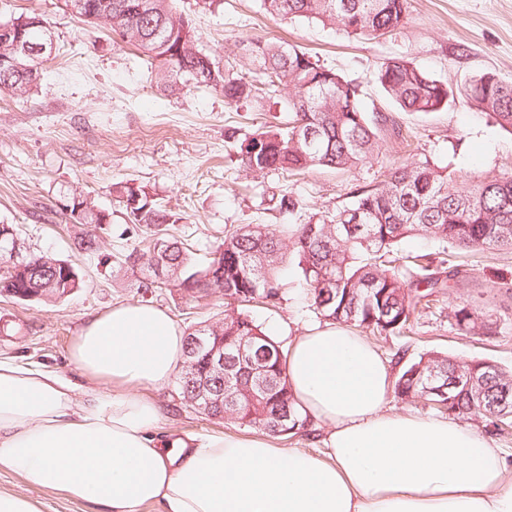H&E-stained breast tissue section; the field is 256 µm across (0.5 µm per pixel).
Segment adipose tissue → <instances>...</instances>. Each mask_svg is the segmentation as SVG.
<instances>
[{
  "label": "adipose tissue",
  "instance_id": "ef3b65f1",
  "mask_svg": "<svg viewBox=\"0 0 512 512\" xmlns=\"http://www.w3.org/2000/svg\"><path fill=\"white\" fill-rule=\"evenodd\" d=\"M185 342L163 310L122 304L72 342L82 383L0 361V468L100 512H512L500 450L458 419L390 408L391 361L333 321L294 336L285 362L323 454L268 434H159L142 392L171 381Z\"/></svg>",
  "mask_w": 512,
  "mask_h": 512
}]
</instances>
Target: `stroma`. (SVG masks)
Returning <instances> with one entry per match:
<instances>
[{
  "instance_id": "stroma-1",
  "label": "stroma",
  "mask_w": 512,
  "mask_h": 512,
  "mask_svg": "<svg viewBox=\"0 0 512 512\" xmlns=\"http://www.w3.org/2000/svg\"><path fill=\"white\" fill-rule=\"evenodd\" d=\"M177 8L190 15L201 47L231 72L249 69L239 40L285 39L320 65L360 82L365 108L394 114L401 135H385L378 156L348 171L319 167L288 177L245 170L238 160L241 143L259 127L287 122L282 104L263 99L230 105L221 92L204 87L164 92L136 50L113 43L107 29L91 27L61 0H0V22L22 12L39 13L59 49L44 62L30 93L0 98V224L16 226L25 253L75 260L85 280L83 288L57 302L0 297V326L9 328L0 334V360L75 379L79 373L69 358L73 339L86 320L115 305L152 304L185 330L224 316L220 291L197 298L177 288L147 293L134 276H113L96 256H74L70 244L81 227L61 208L63 191L88 194L111 211L101 247L119 256L147 242L144 228H131L112 186L131 181L144 187L163 209L183 217L178 233L203 263L230 227L264 224L276 231L288 223L278 207L282 195L298 198L306 215L348 207L355 191L378 184L401 159L438 166L451 162L471 178L512 175V134L471 108L464 96L422 116L398 111L377 81L380 66L394 57L413 61L455 89L484 72L512 81V0H408L404 24L375 38L272 17L262 0H221L212 8L201 0H178ZM456 262L466 276L454 295L433 293L410 332L375 335L372 343L389 359L400 350L410 358L440 351L459 361L489 360L512 369V330L472 334L457 329L448 316L452 297L481 302L494 315L512 310V297L494 286L501 277L512 282V251H461ZM285 291L277 306L249 308L282 342L321 321L294 271L285 273ZM146 395L162 411L161 432L244 433L183 403L176 383ZM1 491L32 498L41 512H95L93 504L4 469Z\"/></svg>"
}]
</instances>
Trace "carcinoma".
Segmentation results:
<instances>
[{
    "mask_svg": "<svg viewBox=\"0 0 512 512\" xmlns=\"http://www.w3.org/2000/svg\"><path fill=\"white\" fill-rule=\"evenodd\" d=\"M137 0H64L65 6L85 22L101 24L121 42L138 48L155 74L157 86L175 93L188 86H204L224 94L229 104L254 97L259 86L269 93L287 91L286 106L292 119L284 127L257 130L240 145L242 165L256 173L281 171L295 174L316 167L350 169L379 154L381 133L400 134L396 118L362 107L363 90L338 72L320 66L307 53L284 41L248 40L245 55L252 74L234 76L198 45L189 20L174 12V0H142L146 7L131 13L125 4ZM264 11L277 18L301 19L338 26L347 34L377 37L404 21L407 0H262ZM43 18L35 13L13 16L7 23L15 36L30 43L43 37ZM49 55L20 60L22 69L0 66V95H23L36 83ZM378 82L403 112L429 115L448 105L452 88L414 62L392 58L377 75ZM469 103L512 134V83L492 73L474 77L463 90ZM133 224L151 233L147 251H132L115 262L118 272L139 274L138 287L180 288L195 296L224 291V318L211 324V342L224 338V349L250 336H267L251 352L252 363L263 368L259 385L247 371L249 364L227 360L224 378L232 390L224 397L226 415L213 412L240 427L257 428L274 436L290 431L309 432V421L295 403L284 376L286 349L266 335L246 311L259 303L275 307L285 294V265L291 261L304 281L311 307L323 318L379 334H401L409 326L422 299L440 285L430 273L436 262L448 265V287L459 285L454 251L512 250V175L486 176L469 184L452 165L435 167L413 161L393 165L375 188L358 192L355 203L323 211L301 224H285L276 232L262 224L246 225L224 234V242L206 263H195L188 249L169 233L181 218L158 206L142 187L112 185ZM61 204L72 223H111L112 213L91 197L65 193ZM422 235L442 245V251L397 257L401 242ZM74 250L94 254L108 265L111 255L100 251L99 236L89 231L74 237ZM162 260L161 274L148 264ZM30 287L19 290L39 294L38 302L61 300L83 286L73 262L53 266L54 257L31 255ZM448 317L466 332L488 334L498 319L469 302H450ZM484 362H459L441 352H429L401 365L394 384L395 396L412 402L423 383L445 390L432 400L448 403V415L482 419L502 432L508 419L496 423L503 406H512V372L483 368Z\"/></svg>",
    "mask_w": 512,
    "mask_h": 512,
    "instance_id": "carcinoma-1",
    "label": "carcinoma"
}]
</instances>
